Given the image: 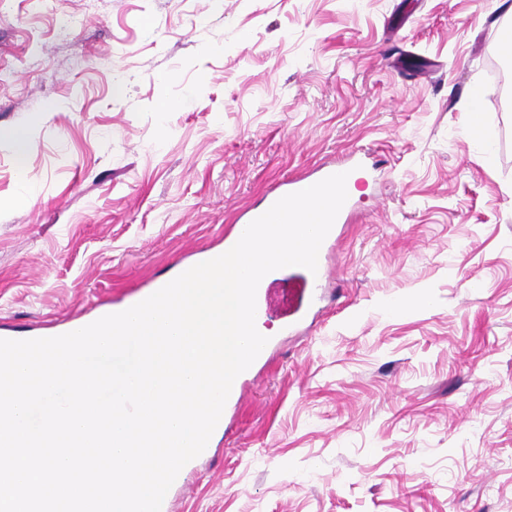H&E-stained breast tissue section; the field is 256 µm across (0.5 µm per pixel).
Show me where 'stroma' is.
Here are the masks:
<instances>
[{
	"label": "stroma",
	"mask_w": 512,
	"mask_h": 512,
	"mask_svg": "<svg viewBox=\"0 0 512 512\" xmlns=\"http://www.w3.org/2000/svg\"><path fill=\"white\" fill-rule=\"evenodd\" d=\"M510 23L512 0H0V339L119 310L274 182L372 152L333 302L283 336L301 274L270 279L282 346L170 512H512ZM482 92L479 87L471 90L468 99L467 112L463 119L471 141L480 142L484 138L483 113L481 112Z\"/></svg>",
	"instance_id": "35a3bbf8"
}]
</instances>
